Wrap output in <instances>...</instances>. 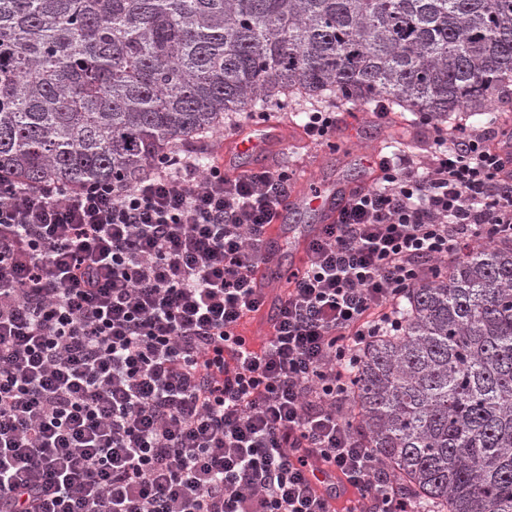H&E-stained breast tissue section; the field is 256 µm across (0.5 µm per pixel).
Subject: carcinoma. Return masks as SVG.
<instances>
[{
	"mask_svg": "<svg viewBox=\"0 0 512 512\" xmlns=\"http://www.w3.org/2000/svg\"><path fill=\"white\" fill-rule=\"evenodd\" d=\"M512 110V0H0V168L129 179L242 112ZM408 289L348 420L425 512H512V241Z\"/></svg>",
	"mask_w": 512,
	"mask_h": 512,
	"instance_id": "cac0c4a2",
	"label": "carcinoma"
}]
</instances>
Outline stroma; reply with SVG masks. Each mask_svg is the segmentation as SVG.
I'll return each mask as SVG.
<instances>
[{"label": "stroma", "mask_w": 512, "mask_h": 512, "mask_svg": "<svg viewBox=\"0 0 512 512\" xmlns=\"http://www.w3.org/2000/svg\"><path fill=\"white\" fill-rule=\"evenodd\" d=\"M332 109L340 114V128L332 145L312 141L304 131L303 116L272 112L253 118L244 112L225 125L221 139L208 145L206 153L209 158L225 162V154L237 136L270 121L282 128L280 143L269 151L270 160L292 170L296 180L305 181L307 187H321L330 181H370L373 159L389 153L395 138L405 131L400 115L393 113L381 119L373 112L345 110L338 103Z\"/></svg>", "instance_id": "obj_1"}]
</instances>
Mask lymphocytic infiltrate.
I'll use <instances>...</instances> for the list:
<instances>
[{
	"label": "lymphocytic infiltrate",
	"instance_id": "lymphocytic-infiltrate-1",
	"mask_svg": "<svg viewBox=\"0 0 512 512\" xmlns=\"http://www.w3.org/2000/svg\"><path fill=\"white\" fill-rule=\"evenodd\" d=\"M433 133L427 172L379 157L380 186L310 244L259 348L242 327L287 169L230 178L167 153L70 189L0 169V512H336L324 469L412 512L345 420L355 348L401 328L433 261L512 240V151Z\"/></svg>",
	"mask_w": 512,
	"mask_h": 512
}]
</instances>
